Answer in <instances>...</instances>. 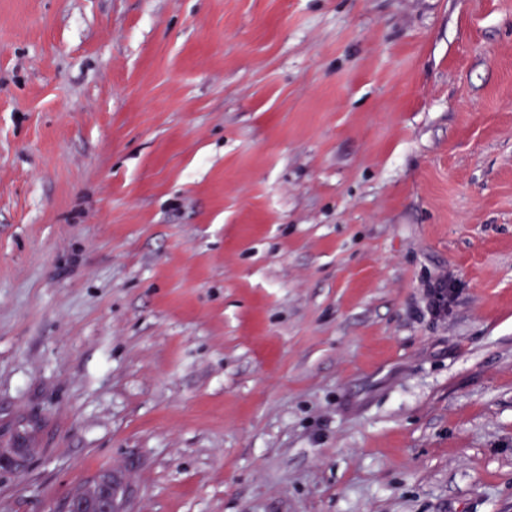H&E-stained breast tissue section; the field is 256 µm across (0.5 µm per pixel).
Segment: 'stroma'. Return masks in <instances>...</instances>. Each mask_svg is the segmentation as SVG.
<instances>
[{
	"label": "stroma",
	"mask_w": 512,
	"mask_h": 512,
	"mask_svg": "<svg viewBox=\"0 0 512 512\" xmlns=\"http://www.w3.org/2000/svg\"><path fill=\"white\" fill-rule=\"evenodd\" d=\"M26 424L0 512H512V0H0ZM114 474V473H113ZM117 478V480L120 482L121 487L119 488V494L123 492L124 494V488H123V482L122 479L114 474ZM112 473H107L99 476L93 484L95 485H106L110 488L112 491ZM123 494L121 501L118 502L116 498L113 495L112 491V497L107 492H102L100 489H98L96 492L87 489L82 488L78 490H74L69 494L66 501L64 502L63 509L61 511L63 512H86L83 509V504L85 499L88 498H95L97 501L98 509L95 512H128L122 510L124 507V500H123Z\"/></svg>",
	"instance_id": "35a3bbf8"
}]
</instances>
